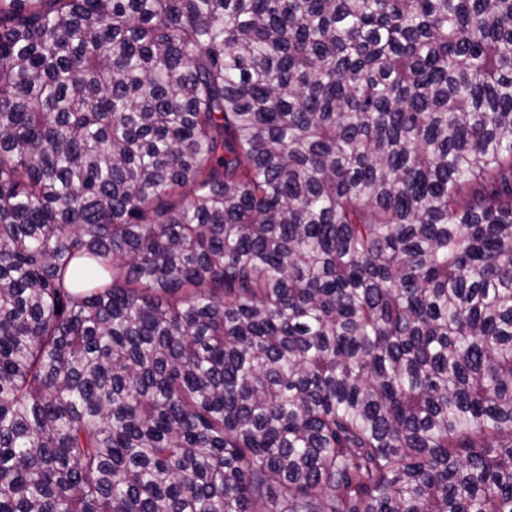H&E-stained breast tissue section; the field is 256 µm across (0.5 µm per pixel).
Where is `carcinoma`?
Masks as SVG:
<instances>
[{
    "instance_id": "obj_1",
    "label": "carcinoma",
    "mask_w": 512,
    "mask_h": 512,
    "mask_svg": "<svg viewBox=\"0 0 512 512\" xmlns=\"http://www.w3.org/2000/svg\"><path fill=\"white\" fill-rule=\"evenodd\" d=\"M0 512H512V0H0Z\"/></svg>"
}]
</instances>
